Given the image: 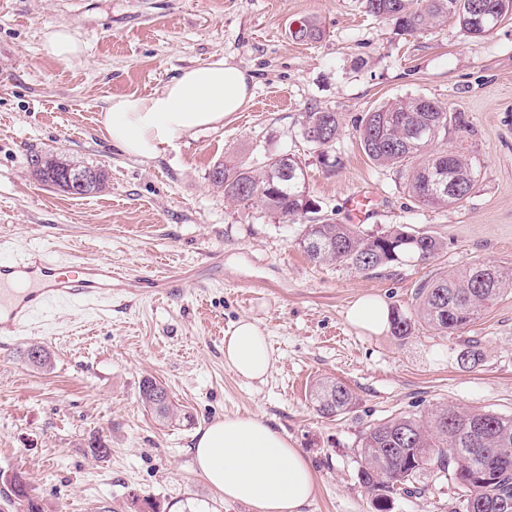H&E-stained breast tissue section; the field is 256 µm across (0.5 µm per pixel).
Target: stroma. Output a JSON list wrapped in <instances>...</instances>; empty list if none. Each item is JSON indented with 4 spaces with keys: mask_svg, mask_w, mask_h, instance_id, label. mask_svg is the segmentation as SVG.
Wrapping results in <instances>:
<instances>
[{
    "mask_svg": "<svg viewBox=\"0 0 512 512\" xmlns=\"http://www.w3.org/2000/svg\"><path fill=\"white\" fill-rule=\"evenodd\" d=\"M315 22L319 39L290 26ZM70 29L85 47L71 62L48 57L43 34ZM221 56L254 73L242 112L186 137L164 155L120 154L99 118L110 98L146 95L183 69ZM425 96L464 113L450 132L477 163L460 203L421 208L397 167L373 164L357 126L396 98ZM339 113L322 165L301 136L304 112ZM55 151L107 176L103 191L74 196L38 181L34 153ZM294 155L323 212L347 221L343 202L371 188L365 229L406 225L439 238L425 263L361 272L311 262L299 225L257 205L225 201L214 164L260 167ZM39 247L123 273L112 306L54 305L0 354V469L30 478L45 512H251L227 502L191 466L197 430L233 414L262 416L308 456L316 492L304 512H376L356 477L361 431L378 420L426 418L438 405L512 415V290L453 335L416 322L411 336L352 326L348 308L370 296L413 314L419 283L474 263L512 271V20L484 38L454 23L399 36L363 0H0V259ZM176 274L179 288L168 276ZM264 329L273 365L263 379L224 363V334L240 318ZM482 359L461 364L464 340ZM45 349L48 364L24 357ZM164 384L185 413L158 421L139 399L144 378ZM323 378L353 393L350 412L318 415ZM100 439L109 452L93 456ZM391 512H458L463 495L441 472L421 473Z\"/></svg>",
    "mask_w": 512,
    "mask_h": 512,
    "instance_id": "35a3bbf8",
    "label": "stroma"
}]
</instances>
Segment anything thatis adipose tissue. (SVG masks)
I'll list each match as a JSON object with an SVG mask.
<instances>
[{
	"instance_id": "ef3b65f1",
	"label": "adipose tissue",
	"mask_w": 512,
	"mask_h": 512,
	"mask_svg": "<svg viewBox=\"0 0 512 512\" xmlns=\"http://www.w3.org/2000/svg\"><path fill=\"white\" fill-rule=\"evenodd\" d=\"M255 77L226 59L183 70L145 96L112 97L100 116L105 138L122 154L160 157L168 146L223 125L252 96ZM224 362L239 377L259 380L272 366L267 336L243 318L224 336ZM192 464L225 500L253 512H302L315 476L300 449L263 417L227 415L199 429Z\"/></svg>"
}]
</instances>
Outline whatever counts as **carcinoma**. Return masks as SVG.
Returning <instances> with one entry per match:
<instances>
[{"instance_id": "carcinoma-1", "label": "carcinoma", "mask_w": 512, "mask_h": 512, "mask_svg": "<svg viewBox=\"0 0 512 512\" xmlns=\"http://www.w3.org/2000/svg\"><path fill=\"white\" fill-rule=\"evenodd\" d=\"M468 0H365L366 11L389 20L400 35L430 30L449 19L467 37L479 39L483 32L470 20ZM485 9L502 22L512 18V0H480ZM299 41L320 36L312 22L289 30ZM422 97L387 102L365 113L359 137L367 157L377 165L406 167L409 196L422 207H446L461 202L475 178L472 160L457 148L434 152L432 144L455 129L465 131L469 122L462 112H449L438 103L426 109ZM340 127L338 113L311 110L304 113L302 137L328 158V149ZM35 175L46 182L45 169L72 164L64 155L34 156ZM224 171V198L247 205L259 204L283 219L304 217L299 246L318 264H339L361 272L405 261H427L442 247L436 237L399 227L382 234H368L359 224H338L322 214L307 190L304 168L299 161L289 164L279 156L270 158L257 171L244 165L218 163ZM448 183L446 194L431 193L434 180ZM512 289V275L490 264L470 265L449 278L420 283L415 291L416 310L411 317L392 312V333L402 339L412 334L415 319L432 329L452 335L473 322L489 302ZM476 341L460 349L463 364L480 360ZM142 405L164 420L181 417L182 409L172 403L167 389L154 378L139 387ZM318 413L326 418L348 413L355 404L353 393L342 382L319 380L311 390ZM358 452L361 465L357 478L377 501V512H389L390 496L408 486L432 467L448 474L464 492L461 512H512V415L444 406L433 410L426 421L395 416L370 424L362 430ZM9 502L23 512H43L36 497L26 492L30 485L25 472L17 471L6 482Z\"/></svg>"}]
</instances>
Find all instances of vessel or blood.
I'll return each instance as SVG.
<instances>
[{
  "label": "vessel or blood",
  "mask_w": 512,
  "mask_h": 512,
  "mask_svg": "<svg viewBox=\"0 0 512 512\" xmlns=\"http://www.w3.org/2000/svg\"><path fill=\"white\" fill-rule=\"evenodd\" d=\"M369 192L348 196L345 208L356 223L372 214ZM116 272L111 264L74 259L61 262L45 250L27 251L24 258L0 262V339L26 332L31 318L62 303H101L112 300Z\"/></svg>",
  "instance_id": "1"
}]
</instances>
